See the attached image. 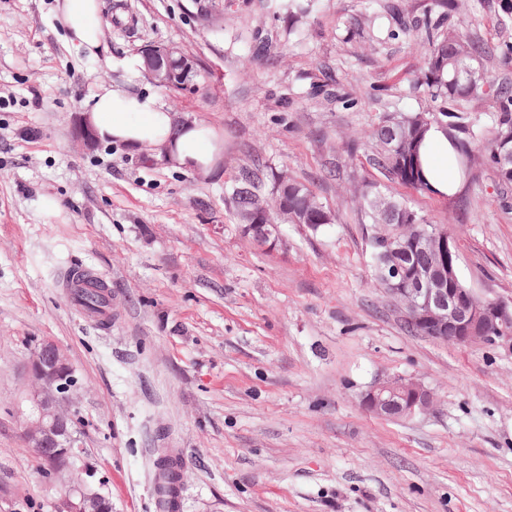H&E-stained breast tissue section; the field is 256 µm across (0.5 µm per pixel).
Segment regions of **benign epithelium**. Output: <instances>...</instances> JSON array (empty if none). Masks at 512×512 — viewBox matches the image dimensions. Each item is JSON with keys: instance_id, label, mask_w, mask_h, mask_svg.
Listing matches in <instances>:
<instances>
[{"instance_id": "obj_1", "label": "benign epithelium", "mask_w": 512, "mask_h": 512, "mask_svg": "<svg viewBox=\"0 0 512 512\" xmlns=\"http://www.w3.org/2000/svg\"><path fill=\"white\" fill-rule=\"evenodd\" d=\"M142 55L151 61L146 77L155 84L170 83L173 64L188 62L187 55L176 44L155 43L141 48ZM407 236L395 243H385L380 275L386 285L385 293L398 306L403 320L418 326L422 336L458 344L488 343L512 348V336H489L491 326L505 327L512 323V299H487L469 288L448 286L446 256L456 253L454 238L434 225L430 231L425 224L405 225ZM241 233L255 244L274 251L285 245L278 224H242ZM413 247L434 254L437 261L404 271L388 260ZM28 377L35 385L27 399L22 437L41 463V471L56 480L71 475L70 449L79 447V432L70 414L73 378L65 350L52 340L34 348L25 365ZM361 407L381 418H411L431 410L434 394L423 384L402 376L376 380L359 396ZM62 446L60 453L47 456L44 448ZM79 496L85 512H100L98 492L92 485L79 480L71 485Z\"/></svg>"}]
</instances>
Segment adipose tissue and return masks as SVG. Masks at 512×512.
I'll use <instances>...</instances> for the list:
<instances>
[{
  "instance_id": "ef3b65f1",
  "label": "adipose tissue",
  "mask_w": 512,
  "mask_h": 512,
  "mask_svg": "<svg viewBox=\"0 0 512 512\" xmlns=\"http://www.w3.org/2000/svg\"><path fill=\"white\" fill-rule=\"evenodd\" d=\"M55 16L67 41L90 57L102 50L100 0H57ZM81 123L96 139L117 141L137 153H148L166 166L211 173L219 148L210 130L197 121L170 112L164 103L118 85H101L82 112ZM421 174L438 196L459 187L460 167L445 129L430 126L420 148Z\"/></svg>"
}]
</instances>
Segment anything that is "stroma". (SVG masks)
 Returning <instances> with one entry per match:
<instances>
[{
	"instance_id": "obj_1",
	"label": "stroma",
	"mask_w": 512,
	"mask_h": 512,
	"mask_svg": "<svg viewBox=\"0 0 512 512\" xmlns=\"http://www.w3.org/2000/svg\"><path fill=\"white\" fill-rule=\"evenodd\" d=\"M103 49L67 42L56 0H0V512H58L22 438V366L43 340L79 379L84 457L112 512H158L155 465L183 452L178 512H512V350L409 335L374 280L368 225L326 169L385 106H429L422 59L377 0H316L296 24L234 0L220 26L192 0H101ZM499 0H466L462 29L512 42ZM271 61L252 58L254 34ZM174 42L200 64L197 93L131 76L138 48ZM332 76L370 108L313 98ZM103 84L131 86L206 125L211 174L157 165L117 143L87 148L73 125ZM255 156L287 169L338 214L285 245L243 238L224 185ZM453 233L476 294L512 298V212L490 172L453 206L383 183ZM79 267L112 292V322L87 319L63 279ZM418 380L433 410L374 416L375 380Z\"/></svg>"
}]
</instances>
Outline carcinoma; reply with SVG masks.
<instances>
[{
	"label": "carcinoma",
	"instance_id": "obj_1",
	"mask_svg": "<svg viewBox=\"0 0 512 512\" xmlns=\"http://www.w3.org/2000/svg\"><path fill=\"white\" fill-rule=\"evenodd\" d=\"M313 0H288L287 16L299 20L310 12ZM232 0H198L196 17L220 21L231 10ZM459 0H433V9L423 19L411 24L394 0H384L382 10L401 33L414 38L423 59L418 82L424 87L434 107L426 110L384 112L379 121L363 137L348 139L346 157L327 168L331 177H340L343 167L354 164L358 157L377 170L387 181L419 193H429L420 166L422 135L428 126L437 124L454 139L458 163L469 173L480 157L486 162L499 188V202L509 207L512 191V77L487 75L488 68L512 59V43L489 44L478 37L464 34L456 25H445L459 12ZM199 89V72L188 69L185 78L169 87L171 91ZM312 96H334L336 101L354 107L366 102L336 93L324 83L310 84ZM474 103L487 106L485 115L491 122L492 138L480 145V118L470 111ZM281 172L258 161L239 167L225 187V202L239 224H276L283 219L290 224H306L317 231L337 221L336 212L304 184L292 177L277 192L264 193L265 182L276 188ZM357 212L359 221L370 226L368 236L370 259L375 281H380L378 254L386 236L395 237L403 224H428L426 215L414 209L407 200L382 194L380 184L362 178L358 182ZM82 302L88 309L110 307L105 288L87 290Z\"/></svg>",
	"mask_w": 512,
	"mask_h": 512
}]
</instances>
